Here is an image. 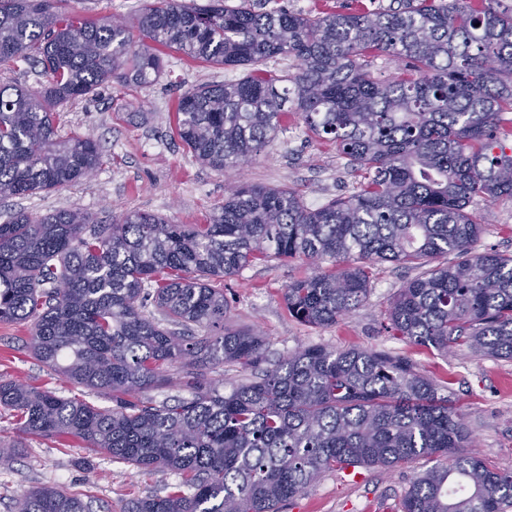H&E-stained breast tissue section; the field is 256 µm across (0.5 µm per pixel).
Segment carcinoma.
<instances>
[{
    "label": "carcinoma",
    "mask_w": 512,
    "mask_h": 512,
    "mask_svg": "<svg viewBox=\"0 0 512 512\" xmlns=\"http://www.w3.org/2000/svg\"><path fill=\"white\" fill-rule=\"evenodd\" d=\"M58 0H0V63L32 62L38 90L0 84V200L64 188L102 164L88 135L61 138L56 107L112 82L158 78L165 46L241 79L181 97L177 135L220 171L251 160L296 113L360 178L358 191L310 209L290 188L235 185L203 224L76 210L0 224V322L30 328L33 357L112 401L104 408L0 380L19 432L69 435L83 448L180 482L123 512H280L321 474L390 471L419 458L402 512H504L512 473L465 451L470 434L443 385L406 356L310 346L226 394L205 370L257 369L265 340L232 329L215 283L270 258L311 271L285 288L288 313L319 328L361 306L372 268L420 270L387 313L390 335L448 355L512 360V255L473 252L476 199L512 198V13L498 0H401L395 10L257 12L155 0L126 23L57 10ZM393 57L378 80L361 60ZM293 56L297 71L264 68ZM453 253L454 264L430 266ZM340 263L339 269L323 264ZM153 309H147V305ZM191 388L158 401L150 388ZM84 493L31 490L11 512H90Z\"/></svg>",
    "instance_id": "obj_1"
}]
</instances>
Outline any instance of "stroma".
<instances>
[{"label": "stroma", "mask_w": 512, "mask_h": 512, "mask_svg": "<svg viewBox=\"0 0 512 512\" xmlns=\"http://www.w3.org/2000/svg\"><path fill=\"white\" fill-rule=\"evenodd\" d=\"M151 0H66L68 11L94 18L133 21ZM256 10L288 9L317 15L327 7L341 11L377 12L397 7L398 0H253ZM163 74L151 83L120 87L109 83L96 97L64 105L62 133H90L99 143L103 163L87 180L34 196L0 201V222L23 211L42 216L57 210H78L111 222L129 211L167 217L176 224H201L223 204L234 182L297 191L310 208L350 196L357 180L334 145L300 130L295 114L283 117L274 139L251 161L225 172L195 160L175 131L181 95L203 83L238 80L241 67L192 60L160 49ZM483 231L474 252L512 255V199L479 200L471 204ZM299 260H272L224 280L233 325L254 329L266 338V366H273L302 347L385 350L412 358L430 377L447 382L471 434L468 448L493 470L512 472V360L477 357L468 351L445 356L432 348L388 336L386 312L403 284L416 272L385 262L374 269L364 305L336 325L318 328L290 316L283 292L306 273ZM25 324L0 323V379L51 389L64 398L107 406V399L56 376L30 353ZM22 443L13 467L0 470V512H9L18 495L42 486L84 490L92 497L91 512H121L131 499L166 495L179 478L166 469L140 470L91 455L77 439L20 434L11 412L0 410V443ZM428 461L414 460L390 471L360 468L358 476L336 470L324 473L282 512H370L371 505L402 512L401 501L412 480Z\"/></svg>", "instance_id": "35a3bbf8"}]
</instances>
